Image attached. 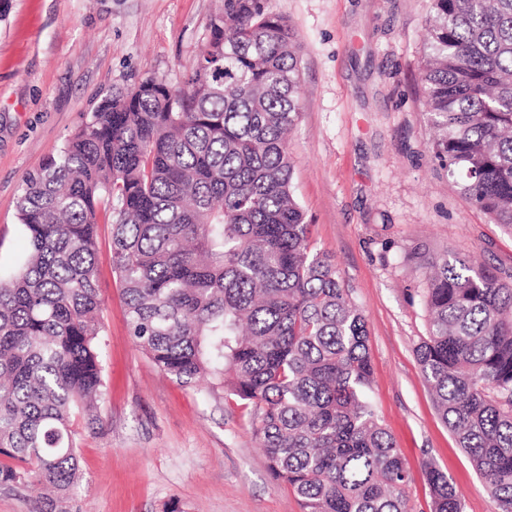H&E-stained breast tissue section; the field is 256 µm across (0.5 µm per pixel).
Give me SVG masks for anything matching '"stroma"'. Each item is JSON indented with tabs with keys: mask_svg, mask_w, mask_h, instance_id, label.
Returning a JSON list of instances; mask_svg holds the SVG:
<instances>
[{
	"mask_svg": "<svg viewBox=\"0 0 512 512\" xmlns=\"http://www.w3.org/2000/svg\"><path fill=\"white\" fill-rule=\"evenodd\" d=\"M224 0H8L0 12V273L26 250L17 199L29 176L109 89L179 86ZM300 45V118L288 136L293 190L313 243L363 314L367 396L408 463L409 512H429L423 465L496 512L442 422L416 350L427 335L425 266L452 254L512 273V231L460 193L431 151L421 68L431 0H267ZM105 401L76 420L80 476L65 512H302L268 469L249 410L179 386L133 342L99 224Z\"/></svg>",
	"mask_w": 512,
	"mask_h": 512,
	"instance_id": "stroma-1",
	"label": "stroma"
}]
</instances>
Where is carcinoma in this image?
Returning a JSON list of instances; mask_svg holds the SVG:
<instances>
[{
  "mask_svg": "<svg viewBox=\"0 0 512 512\" xmlns=\"http://www.w3.org/2000/svg\"><path fill=\"white\" fill-rule=\"evenodd\" d=\"M422 81L432 152L512 231V0H431ZM300 57L265 0H224L181 85L115 89L29 175V250L0 280V485L67 496L76 418L102 401L99 215L135 343L179 385L251 408L303 512H407L412 475L366 397L368 330L291 190ZM417 349L443 422L512 512V275L428 263ZM429 512H463L424 465Z\"/></svg>",
  "mask_w": 512,
  "mask_h": 512,
  "instance_id": "obj_1",
  "label": "carcinoma"
}]
</instances>
